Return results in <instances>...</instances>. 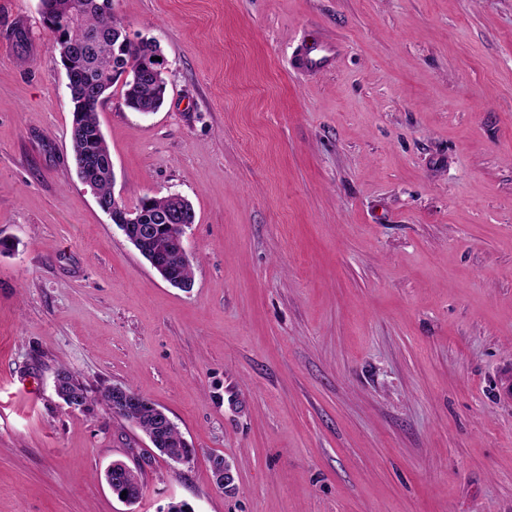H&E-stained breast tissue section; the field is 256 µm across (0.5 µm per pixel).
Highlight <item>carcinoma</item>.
I'll list each match as a JSON object with an SVG mask.
<instances>
[{
    "mask_svg": "<svg viewBox=\"0 0 512 512\" xmlns=\"http://www.w3.org/2000/svg\"><path fill=\"white\" fill-rule=\"evenodd\" d=\"M61 37L65 42L82 48V53L72 59L68 73V90L71 100L94 95V88L103 83L104 77L118 82L119 76L128 68L136 69L154 56L162 55L159 44L151 39L138 43L125 41V28L116 17H105L93 7V0H86V8L80 20L66 27ZM167 90L163 78L143 77L134 83H122L124 105L134 112L154 113L161 108ZM70 141L72 158L77 174L82 168L92 169L94 190L100 201L112 205L114 173L112 158L98 121L97 108L86 105L80 115L71 119ZM138 206L162 214L183 210L192 218V204L185 200H174L169 196H144ZM57 393L67 406L83 410L99 401L112 410V414L136 422L145 434L153 437L154 447L169 458L182 457L191 452L179 430L163 427L155 417V405L147 400L126 409H112V386L93 391L88 384L68 368L57 372ZM112 492L123 496L137 497L142 494V483L138 472L131 468L122 470L118 476L106 474Z\"/></svg>",
    "mask_w": 512,
    "mask_h": 512,
    "instance_id": "cac0c4a2",
    "label": "carcinoma"
}]
</instances>
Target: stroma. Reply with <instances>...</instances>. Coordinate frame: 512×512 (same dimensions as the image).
<instances>
[{
  "label": "stroma",
  "instance_id": "1",
  "mask_svg": "<svg viewBox=\"0 0 512 512\" xmlns=\"http://www.w3.org/2000/svg\"><path fill=\"white\" fill-rule=\"evenodd\" d=\"M112 3L168 62L158 112L98 108L115 194L191 201L193 286L77 179L39 0H0V512H512V0ZM63 367L192 463L67 407ZM56 380L58 396L68 407L75 405V409L83 410L87 409L93 402L100 401L112 414L136 422L148 437H153L154 447L168 458L182 457L193 452V448H189L175 425L164 428L157 421L155 417V408L157 407L146 399L141 397L142 402L138 405L129 406L124 410L123 408L114 410L115 408H112L113 393L117 397H121L123 404H137L138 396L117 385L104 386L95 392L97 395H92L93 390L88 384L68 368H61L57 372ZM157 412L165 418L163 419L165 424L166 420L171 421L163 410L157 408ZM112 468H116V466H111L112 475L108 471L106 472V480L118 499L122 501L123 497H137L142 495V483L137 471H134L130 467L126 469L119 468L122 472L119 476H115V472H113ZM123 491H126V495H122Z\"/></svg>",
  "mask_w": 512,
  "mask_h": 512
}]
</instances>
